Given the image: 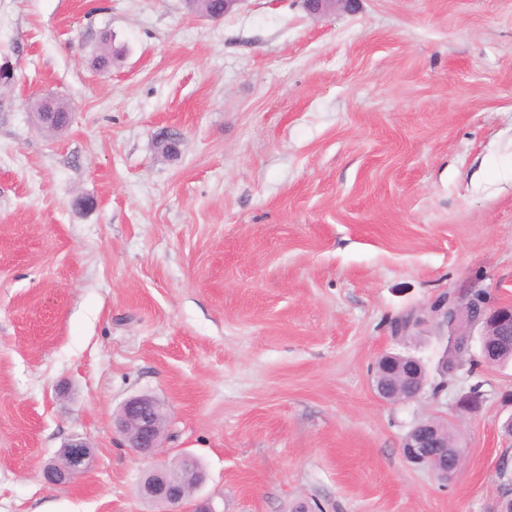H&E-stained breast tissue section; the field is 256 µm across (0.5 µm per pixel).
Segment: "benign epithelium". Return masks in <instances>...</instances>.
<instances>
[{"mask_svg": "<svg viewBox=\"0 0 512 512\" xmlns=\"http://www.w3.org/2000/svg\"><path fill=\"white\" fill-rule=\"evenodd\" d=\"M354 0H303L305 8L314 15L328 17L342 7L348 9ZM430 319H438L452 325L459 324L455 335L471 336L473 330L480 325L494 324L502 327L512 320V307L493 306L481 303L470 296H463L457 305L448 308V302L441 306H430L422 315L402 319L396 329V335L406 336L409 331ZM382 371L374 376V387L377 395L386 401H395L402 396V379L397 372L402 370L407 378L423 390L421 379V362L414 357L398 354H385L379 358ZM118 428L124 434L128 447L144 457L156 456L162 448V431L164 419L161 416L154 398L142 395L128 399L118 416ZM433 426L427 421L416 423L405 435L402 447L405 458L411 462L422 463L434 458L432 448H444L446 444L436 440L431 433ZM63 464L46 465L42 470L43 478L51 484L66 483L86 474L95 462V449L85 440L76 437L61 448ZM186 463L185 476L173 480L166 467L161 466L151 471L139 486L140 494L151 500H162L176 508L187 499L190 487H200L204 482V472L199 467L197 458L191 453L182 455Z\"/></svg>", "mask_w": 512, "mask_h": 512, "instance_id": "obj_1", "label": "benign epithelium"}]
</instances>
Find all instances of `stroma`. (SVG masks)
<instances>
[{
  "instance_id": "35a3bbf8",
  "label": "stroma",
  "mask_w": 512,
  "mask_h": 512,
  "mask_svg": "<svg viewBox=\"0 0 512 512\" xmlns=\"http://www.w3.org/2000/svg\"><path fill=\"white\" fill-rule=\"evenodd\" d=\"M121 54L91 64L104 37ZM0 512H165L154 467L201 460L220 512H492L512 496V364L378 398L384 353L429 381L448 344L395 321L439 295L512 304V0H0ZM72 113L36 127L32 99ZM179 137L167 157L160 140ZM484 400L462 413L473 386ZM155 398L163 447L116 414ZM463 450L408 462L418 421ZM93 468L54 486L72 437ZM244 0H190L186 2L187 7L195 12L206 16L215 15L224 9V16L238 8ZM118 428L128 448L144 457L156 456L162 448L164 419L154 398L142 395L128 399L118 416Z\"/></svg>"
}]
</instances>
